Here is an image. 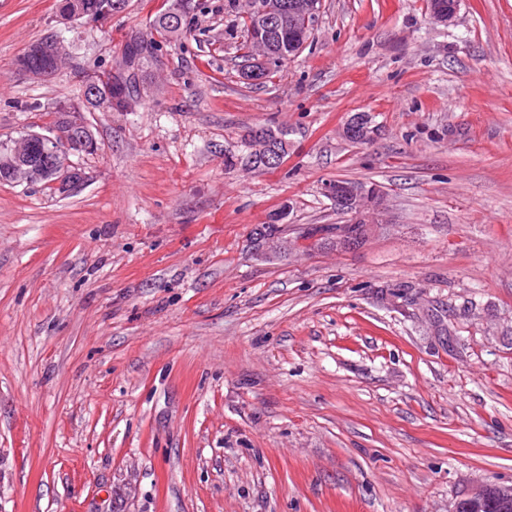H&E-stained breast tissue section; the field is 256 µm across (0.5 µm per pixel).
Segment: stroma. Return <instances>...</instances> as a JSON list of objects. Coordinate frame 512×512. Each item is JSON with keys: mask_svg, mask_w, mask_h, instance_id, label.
Instances as JSON below:
<instances>
[{"mask_svg": "<svg viewBox=\"0 0 512 512\" xmlns=\"http://www.w3.org/2000/svg\"><path fill=\"white\" fill-rule=\"evenodd\" d=\"M193 3L162 44V0L103 22L0 0V142L54 135L65 105L98 145L70 194L0 180V512H454L512 487V0L445 25L426 0H322L260 84L247 0ZM50 37L73 61L19 72ZM132 38L160 45L137 94L88 104L82 73ZM255 125L288 139L261 174ZM336 179L386 209L356 247L308 245L346 221ZM186 8L182 14L180 24L176 27L172 26L169 22L168 17L164 14L167 8L163 5V8L155 15L152 20L153 27L158 35L164 39V42L170 43L171 39L178 38L181 36L184 30L183 26V17L187 12V9L190 8V0H186ZM50 40L39 42L33 46H31L26 53L22 57L19 58L25 60L28 64L36 69L46 70L49 69L51 73H53L58 64H56L50 57H48L45 53H43L40 49L42 46L46 45V43ZM35 69H22L26 74L33 78H45L49 76V70L42 71ZM377 129L372 126L371 119L364 114L357 115L345 126L344 135L357 142H370L374 139Z\"/></svg>", "mask_w": 512, "mask_h": 512, "instance_id": "obj_1", "label": "stroma"}]
</instances>
